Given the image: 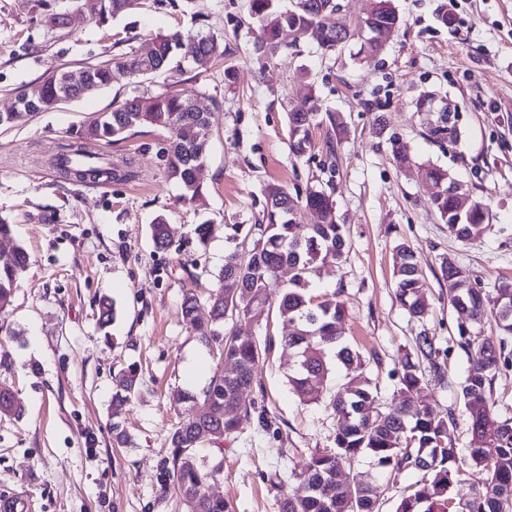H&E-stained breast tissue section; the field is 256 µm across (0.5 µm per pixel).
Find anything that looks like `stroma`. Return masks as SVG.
I'll list each match as a JSON object with an SVG mask.
<instances>
[{
  "label": "stroma",
  "instance_id": "1",
  "mask_svg": "<svg viewBox=\"0 0 512 512\" xmlns=\"http://www.w3.org/2000/svg\"><path fill=\"white\" fill-rule=\"evenodd\" d=\"M248 4L143 0L101 24L74 12L70 0H0V112L61 65L140 52L159 35H214L226 46L222 64L186 72L180 84L209 115L200 201L182 199L169 177L161 154L169 134L162 129L142 128L101 146L114 164L133 159L128 178L68 181L50 164L98 113L166 92L169 75L114 85L0 128V217L12 229L0 250L19 245L29 256L11 305L0 312V387L24 406L21 416L0 415V495L30 503L32 512H187L174 488L162 486L168 436L192 413L172 406L169 395L202 394L218 359L184 321L182 301L194 295L199 316L207 317L224 259L240 245L232 227L258 223L268 184L292 193L316 185L330 112L343 124L334 200L349 244L341 262L321 265L310 293L343 303L342 334L363 356L383 406L401 400L389 378L400 355L420 329L436 336L448 352L447 380L427 383L413 401L448 416L457 447L469 444L457 395L469 361L448 348L468 315L449 305L440 261L451 258L490 293L512 280V0H392L400 24L377 57L360 56L357 38L326 59L301 40L263 75L251 56L257 26ZM65 11L72 14L69 27L47 24L49 14ZM444 13L451 24L440 22ZM426 92L454 105L457 141L430 138L438 115L415 108ZM307 97L319 123L310 129V150L297 157L288 145L287 108ZM428 163L447 169L487 205V234L470 241L449 234L431 206L432 185L417 175ZM159 217L174 228L163 250L150 234ZM200 224L212 227L204 245L194 233ZM402 243L423 269L430 307L422 324L395 296L393 256ZM105 296L118 315L103 328L98 310ZM238 327L272 342L248 393L272 426L265 431L255 416H241L235 435L219 446L204 444L198 456L205 467L220 466L209 490L232 512H278L294 472L316 450L332 447L336 418L327 403L306 404L293 392L288 377L296 357L282 342L289 327L276 311ZM131 363L140 365L143 379L117 418L130 436L117 447L112 377ZM356 468L380 485L379 512H395L419 478L384 475L369 458Z\"/></svg>",
  "mask_w": 512,
  "mask_h": 512
}]
</instances>
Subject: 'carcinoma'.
I'll use <instances>...</instances> for the list:
<instances>
[{
  "label": "carcinoma",
  "instance_id": "obj_1",
  "mask_svg": "<svg viewBox=\"0 0 512 512\" xmlns=\"http://www.w3.org/2000/svg\"><path fill=\"white\" fill-rule=\"evenodd\" d=\"M136 5L138 0H78V7L86 8L89 16L101 23ZM335 13L336 0H296L294 8L288 11L279 10L276 0H250L251 17L260 24L252 48L255 59L265 67L288 49L287 33L310 42L324 55L336 53ZM367 21L368 37L362 41L360 51L373 55L383 49L386 36L399 25L400 18L391 0H373ZM224 53L223 44L213 37L185 44L175 35H159L151 56L130 51L107 64L80 67L78 72L94 89L100 90L115 83L118 73L139 78L143 72L150 76L180 72L184 61L205 71ZM68 72L70 69L63 68L33 83L23 92L22 102L34 103L33 112L37 113L51 110L62 90L81 97L79 85L68 81ZM140 100L147 103V111H139ZM314 117L308 99L288 112L292 154L305 155ZM440 120L430 129L431 135L439 142L457 138L448 118L442 116ZM140 127L158 128L170 134L169 176L180 185L183 199H200L202 191L195 170L206 156L209 120L207 113L192 111L191 101L178 92L134 97L109 112L99 113L79 133L78 142L52 157L51 165L62 177L79 182H95L103 173L115 177L117 169L112 167V159L95 151V146ZM419 174L431 182L448 183V171L437 166L424 165ZM465 194L467 189L460 185L458 191H447L432 199L439 219L461 241L480 238L489 227L484 204L472 201L465 208L459 205L458 197ZM265 197L262 223L251 225L246 232L251 237L249 249L240 255H229L219 273L220 281L231 278L237 287H222L211 296L206 322L197 318L195 297L187 296L182 303V315L199 341L207 347L217 345L221 359L203 399L189 391L172 394L174 404L190 403L197 407L196 413L170 434V452L162 472L164 481L173 483L178 490L188 512H229L224 499L209 493V481L219 469L202 470L195 449L206 441H224L236 432L238 413L255 408L254 402L246 400V394L255 384V366L268 354L271 344H262L255 336L238 329L224 331L226 313L234 312L245 319L259 316L271 298V282L284 267L293 273L290 285L277 300L280 317L293 326L284 342L302 351V361L308 363V368L301 367L291 376L293 391L303 403L321 402L334 365L344 369L347 382L344 391L330 399L337 419L334 446L311 456L297 475V485L279 501V512H376L378 484L362 472L352 474L348 480L339 478L342 469L363 457L391 472L421 473V479L415 482L416 489L401 498L396 512H457L451 488L464 457L485 469L488 479L484 489L462 506L463 512H512V417L502 418L488 407L495 376L512 369V295L503 296L500 287L491 296L474 286L468 275L453 277L454 262L447 258L441 262L451 305L467 310L472 320L469 326L459 325L452 339L453 346L471 357L470 366L458 383L460 398L469 412L470 441L468 448L462 450L456 447L449 432L448 417L426 406L419 408L412 400V394L421 389L427 375L445 380L446 368L439 361L440 348L436 347L435 337L420 332L415 348L402 354L392 374L403 399L400 405L384 410L380 407L377 384L365 374L362 357L341 339L343 306L334 299L313 303L308 292L310 279L320 265L340 260L346 246L345 227L336 221L332 193L323 187H311L305 195L294 196L273 183L267 185ZM306 210L318 213L320 221L307 225L301 234L297 221ZM151 231L157 247L168 246L173 234L171 225L159 218ZM27 265L28 255L21 247L0 254V311L11 305L15 283ZM394 275L396 298L401 306L413 319H424L429 304L423 290L422 269L414 253L403 244L396 248ZM488 319L495 322L498 331L493 340L473 331L474 325ZM139 383V369L134 363L114 375L112 417H119L125 404L137 393ZM365 408L371 409V413H362ZM22 412L23 405L14 393L0 392L1 415L18 417ZM488 446L495 448L491 458L486 456Z\"/></svg>",
  "mask_w": 512,
  "mask_h": 512
}]
</instances>
